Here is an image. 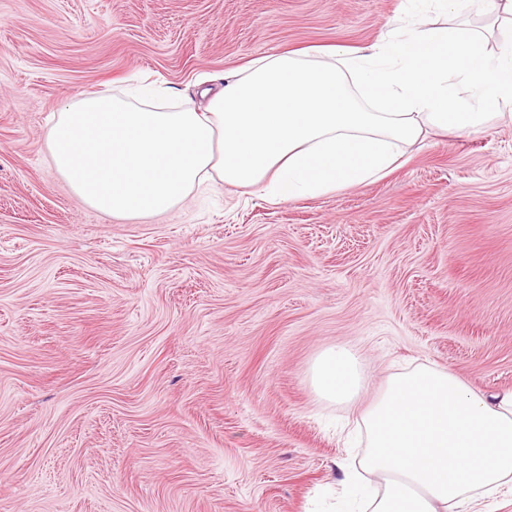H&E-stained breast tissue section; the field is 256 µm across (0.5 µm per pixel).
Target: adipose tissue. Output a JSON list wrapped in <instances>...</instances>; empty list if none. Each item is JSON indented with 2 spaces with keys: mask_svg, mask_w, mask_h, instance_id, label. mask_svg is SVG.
Returning <instances> with one entry per match:
<instances>
[{
  "mask_svg": "<svg viewBox=\"0 0 512 512\" xmlns=\"http://www.w3.org/2000/svg\"><path fill=\"white\" fill-rule=\"evenodd\" d=\"M481 2L406 0L411 29L370 46L254 58L204 112L150 88L82 96L53 117L44 148L76 197L118 219L164 215L213 180L283 202L380 179L429 130L477 132L488 105L512 102V34L470 27ZM433 11L447 27H427ZM310 379L334 403L364 386L346 345L323 350ZM362 422L368 453L341 512H473L512 489V390L482 394L421 364L391 374Z\"/></svg>",
  "mask_w": 512,
  "mask_h": 512,
  "instance_id": "1",
  "label": "adipose tissue"
}]
</instances>
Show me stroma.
Masks as SVG:
<instances>
[{
	"instance_id": "obj_1",
	"label": "stroma",
	"mask_w": 512,
	"mask_h": 512,
	"mask_svg": "<svg viewBox=\"0 0 512 512\" xmlns=\"http://www.w3.org/2000/svg\"><path fill=\"white\" fill-rule=\"evenodd\" d=\"M402 0H0V512H312L355 421L415 364L512 389V118L427 135L385 177L279 204L206 186L115 219L50 167L84 94L315 46L364 47ZM354 349L358 406L310 368Z\"/></svg>"
}]
</instances>
